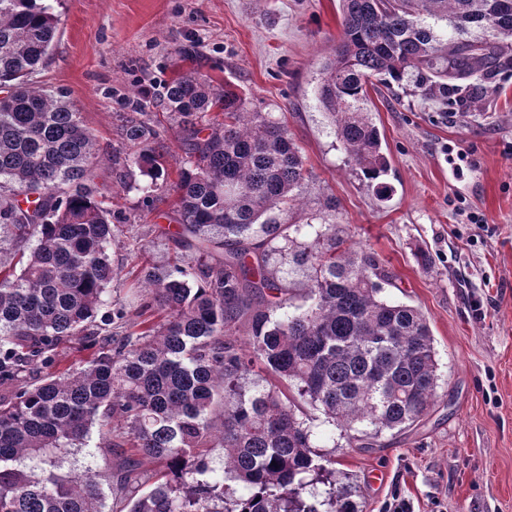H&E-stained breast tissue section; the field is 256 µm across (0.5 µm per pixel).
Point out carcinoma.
Segmentation results:
<instances>
[{
	"label": "carcinoma",
	"mask_w": 512,
	"mask_h": 512,
	"mask_svg": "<svg viewBox=\"0 0 512 512\" xmlns=\"http://www.w3.org/2000/svg\"><path fill=\"white\" fill-rule=\"evenodd\" d=\"M340 6L318 102L352 167L385 197L389 160L370 89L415 73L422 99L446 101L458 82L493 75L512 52V0ZM56 32L44 0H0V226L30 246L17 273L0 258V512H101L94 474L51 470L94 426L119 449L120 512H357L303 406L369 440L420 421L438 399L425 315L379 297L385 271L349 243L331 206L312 241L271 216L310 178L300 148L284 123L245 111L236 91L191 71L174 73L160 95L179 118L176 175L150 126L134 117L123 125L139 147L132 163L151 178L145 199L174 195L175 244L198 254L164 276L141 269L145 298L128 320L126 305L103 300L116 229L92 177L95 136L66 92L32 82ZM279 258L308 271L309 304L278 316L291 300ZM104 305L119 339L95 325ZM244 319L245 348L233 338ZM73 339L84 355L56 370L58 347ZM257 363L267 377H253ZM215 448L224 449L219 469ZM139 456L159 471L129 496ZM316 483L327 486L321 502L303 497Z\"/></svg>",
	"instance_id": "obj_1"
}]
</instances>
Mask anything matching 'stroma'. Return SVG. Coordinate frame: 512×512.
I'll list each match as a JSON object with an SVG mask.
<instances>
[{
  "instance_id": "1",
  "label": "stroma",
  "mask_w": 512,
  "mask_h": 512,
  "mask_svg": "<svg viewBox=\"0 0 512 512\" xmlns=\"http://www.w3.org/2000/svg\"><path fill=\"white\" fill-rule=\"evenodd\" d=\"M51 55L35 84L65 89L95 135L93 178L123 233L112 245L105 297L130 304L142 267L170 271L167 199L143 202L148 182L126 160L127 102L151 91L144 121L169 169L185 153L176 118L159 104L180 48L196 46L214 85H231L249 112L282 120L311 171L300 200L278 212L306 239L332 204L353 243L388 273L386 299L415 306L433 336L439 398L419 422L363 448L321 411L311 426L357 512H512V59L473 96L428 103L412 79L371 91L369 108L390 161L379 198L355 173L317 101L323 60L340 32L338 0H55ZM433 257L425 269L414 256ZM98 432L56 455L57 473L114 480L119 459Z\"/></svg>"
}]
</instances>
